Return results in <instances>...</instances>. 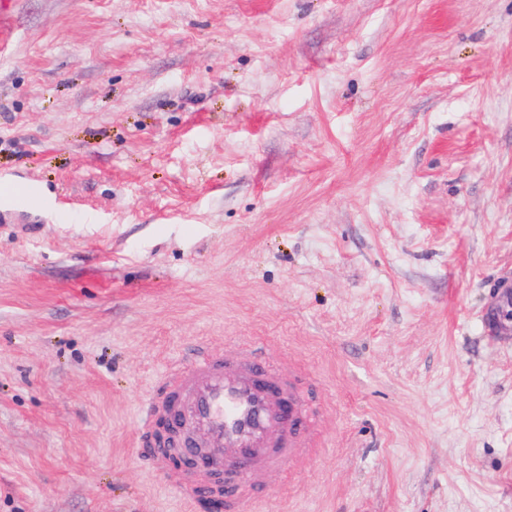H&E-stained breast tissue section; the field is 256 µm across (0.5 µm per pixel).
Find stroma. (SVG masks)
<instances>
[{
  "mask_svg": "<svg viewBox=\"0 0 512 512\" xmlns=\"http://www.w3.org/2000/svg\"><path fill=\"white\" fill-rule=\"evenodd\" d=\"M0 512H194L197 345L310 381L242 512H512V0H0ZM26 199L40 202L44 207L52 208L51 201L42 195L41 189L35 182H0V206L2 204L21 203ZM494 288L500 290L491 305L490 315L494 319V326L499 331L510 332L512 335V307L508 308L506 300L512 304V284L499 283Z\"/></svg>",
  "mask_w": 512,
  "mask_h": 512,
  "instance_id": "obj_1",
  "label": "stroma"
}]
</instances>
